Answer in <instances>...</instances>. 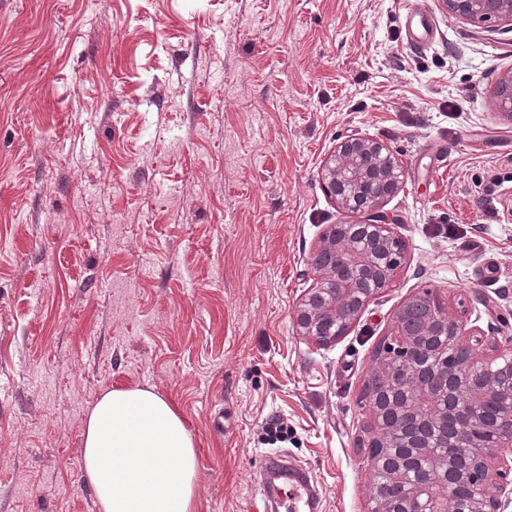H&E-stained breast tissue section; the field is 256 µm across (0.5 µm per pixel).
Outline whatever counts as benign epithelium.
<instances>
[{"label": "benign epithelium", "instance_id": "obj_1", "mask_svg": "<svg viewBox=\"0 0 512 512\" xmlns=\"http://www.w3.org/2000/svg\"><path fill=\"white\" fill-rule=\"evenodd\" d=\"M474 24L512 26V0H443ZM512 120V71L493 88ZM325 193L363 224H331L310 265L315 275L294 311L299 335L322 348L349 335L393 287L409 244L383 207L402 188V160L387 143L350 135L320 168ZM373 492L370 512H505L512 502V337L502 346L466 332L429 294L405 299L365 385Z\"/></svg>", "mask_w": 512, "mask_h": 512}]
</instances>
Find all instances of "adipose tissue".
<instances>
[{"mask_svg":"<svg viewBox=\"0 0 512 512\" xmlns=\"http://www.w3.org/2000/svg\"><path fill=\"white\" fill-rule=\"evenodd\" d=\"M83 473L100 512H194V439L154 391L112 390L97 401L86 424Z\"/></svg>","mask_w":512,"mask_h":512,"instance_id":"obj_1","label":"adipose tissue"}]
</instances>
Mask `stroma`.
Instances as JSON below:
<instances>
[{"mask_svg":"<svg viewBox=\"0 0 512 512\" xmlns=\"http://www.w3.org/2000/svg\"><path fill=\"white\" fill-rule=\"evenodd\" d=\"M433 23L411 46L407 7ZM512 27L442 0H0V512H88L87 417L150 389L198 454L195 512L263 506L264 425L317 512H367L357 439L392 316L429 294L512 336ZM404 162L411 258L320 349L294 309L344 137ZM492 98L495 106L512 120V71L508 72L493 88Z\"/></svg>","mask_w":512,"mask_h":512,"instance_id":"35a3bbf8","label":"stroma"}]
</instances>
